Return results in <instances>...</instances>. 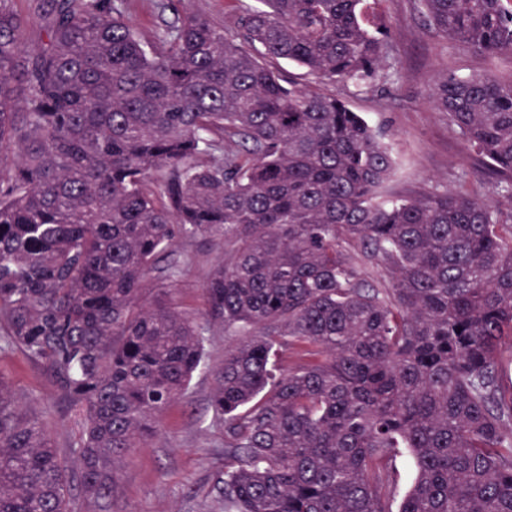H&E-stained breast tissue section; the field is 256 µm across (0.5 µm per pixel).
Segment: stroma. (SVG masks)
I'll list each match as a JSON object with an SVG mask.
<instances>
[{"instance_id":"obj_1","label":"stroma","mask_w":512,"mask_h":512,"mask_svg":"<svg viewBox=\"0 0 512 512\" xmlns=\"http://www.w3.org/2000/svg\"><path fill=\"white\" fill-rule=\"evenodd\" d=\"M124 16L143 40L155 42L177 14L192 10L218 25L237 13L238 0H124ZM374 12L387 23L390 66L373 88L350 90L349 107L387 133L397 161L385 193L407 189L419 193L476 190L481 197L499 199L512 190L470 149L434 110L428 96L443 72L456 76L484 74L497 80L512 78V55L494 58L437 35L423 22L412 0H378ZM221 245L200 237L178 245L167 256L182 268L175 299L196 308L208 272L223 257ZM209 358L196 374L186 398L170 405L157 434L146 447L126 457L118 485L115 512H211L215 474L226 463L224 430L210 409L212 369L224 358L234 336L209 328ZM0 377L47 427L61 450H68L79 431V420L61 401L48 375L17 351L0 352Z\"/></svg>"}]
</instances>
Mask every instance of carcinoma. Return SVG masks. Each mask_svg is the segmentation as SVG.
<instances>
[{
    "label": "carcinoma",
    "instance_id": "cac0c4a2",
    "mask_svg": "<svg viewBox=\"0 0 512 512\" xmlns=\"http://www.w3.org/2000/svg\"><path fill=\"white\" fill-rule=\"evenodd\" d=\"M122 2L28 18L0 0V350L81 420L66 460L0 377V512H72L74 490L112 512L123 460L206 364L205 324L239 337L210 397L219 512H512V193L385 199L380 132L271 66L371 88L378 0H259L234 35L185 13L154 45ZM415 2L443 37L512 54V0ZM429 103L512 183V79L440 74ZM198 236L224 258L182 310L181 268L159 261ZM355 248L387 281L360 279Z\"/></svg>",
    "mask_w": 512,
    "mask_h": 512
}]
</instances>
